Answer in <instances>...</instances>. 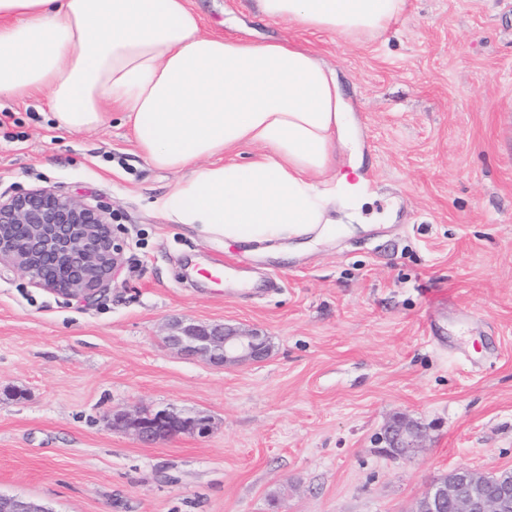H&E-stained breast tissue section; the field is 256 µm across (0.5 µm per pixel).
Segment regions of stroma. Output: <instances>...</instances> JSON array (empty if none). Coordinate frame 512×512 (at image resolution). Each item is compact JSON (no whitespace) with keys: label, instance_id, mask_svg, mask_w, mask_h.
I'll list each match as a JSON object with an SVG mask.
<instances>
[{"label":"stroma","instance_id":"35a3bbf8","mask_svg":"<svg viewBox=\"0 0 512 512\" xmlns=\"http://www.w3.org/2000/svg\"><path fill=\"white\" fill-rule=\"evenodd\" d=\"M204 27L285 37L336 66L368 200L313 243H235L167 220L176 173L147 165L122 113L56 127L46 98H0V194L46 186L112 214L124 266L95 299L0 263V493L52 512H416L458 467L512 469V0H408L358 41L262 21L254 0H190ZM232 255L261 295L193 288ZM259 329L268 357L215 368L168 323ZM209 416V437L144 445L104 419ZM419 425L395 458L387 422Z\"/></svg>","mask_w":512,"mask_h":512}]
</instances>
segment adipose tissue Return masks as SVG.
<instances>
[{"instance_id":"1","label":"adipose tissue","mask_w":512,"mask_h":512,"mask_svg":"<svg viewBox=\"0 0 512 512\" xmlns=\"http://www.w3.org/2000/svg\"><path fill=\"white\" fill-rule=\"evenodd\" d=\"M407 0H256L262 19L347 40L383 35ZM47 95L58 128L124 115L150 165L178 173L154 200L178 224L243 243L329 233L362 182L335 70L285 39L205 33L189 0H0V96ZM253 145L250 160L226 153Z\"/></svg>"}]
</instances>
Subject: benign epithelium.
I'll return each instance as SVG.
<instances>
[{"label":"benign epithelium","mask_w":512,"mask_h":512,"mask_svg":"<svg viewBox=\"0 0 512 512\" xmlns=\"http://www.w3.org/2000/svg\"><path fill=\"white\" fill-rule=\"evenodd\" d=\"M8 261L37 287L66 298L90 299L110 287L122 267V245L111 214L81 199L36 187L0 199V262ZM168 347L215 367L261 362L267 337L256 329L223 323L180 322L165 336ZM106 426L131 433L143 444L182 435L205 438L209 418L174 409L135 408L105 417ZM423 436L414 424L395 420L384 440L404 456ZM0 512H49L28 499L0 495ZM417 512H512V472L480 474L466 467L431 485Z\"/></svg>","instance_id":"7a95c632"}]
</instances>
